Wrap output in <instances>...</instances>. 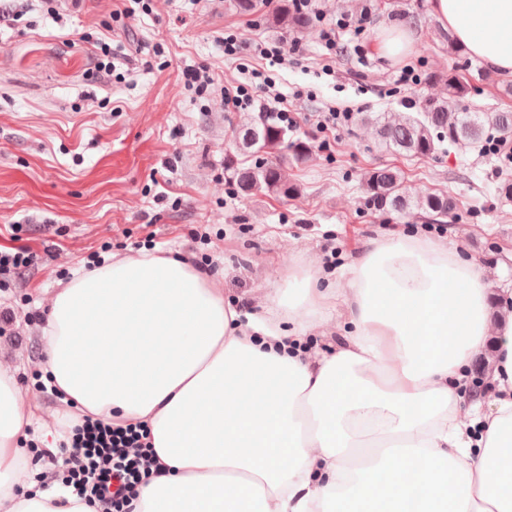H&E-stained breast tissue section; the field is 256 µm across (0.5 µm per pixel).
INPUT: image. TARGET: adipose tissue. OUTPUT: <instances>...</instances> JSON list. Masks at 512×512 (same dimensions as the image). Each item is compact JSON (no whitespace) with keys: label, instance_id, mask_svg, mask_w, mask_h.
I'll return each mask as SVG.
<instances>
[{"label":"adipose tissue","instance_id":"adipose-tissue-1","mask_svg":"<svg viewBox=\"0 0 512 512\" xmlns=\"http://www.w3.org/2000/svg\"><path fill=\"white\" fill-rule=\"evenodd\" d=\"M472 57L512 77V0H428ZM477 263L423 235L371 239L330 283L289 267L269 318L242 319L208 274L144 250L54 296L43 351L63 403L148 422L158 469L133 512H512V319L492 324ZM334 308L346 328L306 356ZM496 343V397L457 398ZM56 433L0 363V512H96L29 492L20 442Z\"/></svg>","mask_w":512,"mask_h":512}]
</instances>
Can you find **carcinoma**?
<instances>
[{
    "label": "carcinoma",
    "instance_id": "cac0c4a2",
    "mask_svg": "<svg viewBox=\"0 0 512 512\" xmlns=\"http://www.w3.org/2000/svg\"><path fill=\"white\" fill-rule=\"evenodd\" d=\"M271 23L284 30H299L311 23L305 15H296L288 0L269 15ZM470 94L467 80L457 74H448V97L430 98L424 102L419 116L392 122L380 115L367 119L375 126L379 137L396 151L408 156L430 158L437 145L478 144L489 131H512V111L470 112L465 101ZM237 148L243 155L254 158L248 166H238L233 160L224 163L228 179L243 196L295 197L298 186L288 182L285 168L288 159L307 160L311 147L288 136V127L272 117L260 115L243 126L235 136ZM401 174L393 168L372 171L366 179L365 206L376 211H407L416 209L437 221L448 217L456 209V202L446 192L427 193L416 198L403 194Z\"/></svg>",
    "mask_w": 512,
    "mask_h": 512
}]
</instances>
